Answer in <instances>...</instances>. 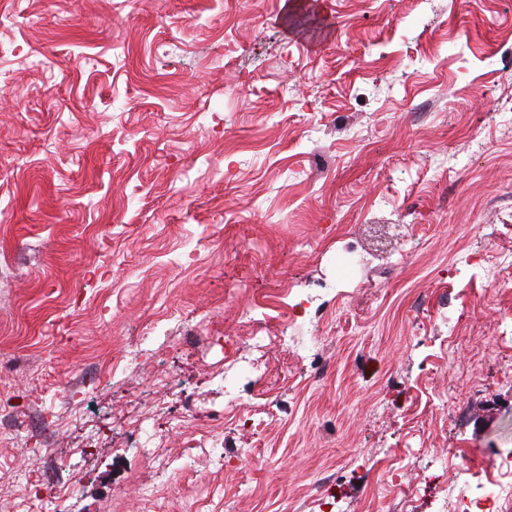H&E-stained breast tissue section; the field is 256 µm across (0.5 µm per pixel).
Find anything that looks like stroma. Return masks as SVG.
Returning a JSON list of instances; mask_svg holds the SVG:
<instances>
[{"instance_id": "35a3bbf8", "label": "stroma", "mask_w": 512, "mask_h": 512, "mask_svg": "<svg viewBox=\"0 0 512 512\" xmlns=\"http://www.w3.org/2000/svg\"><path fill=\"white\" fill-rule=\"evenodd\" d=\"M285 12L0 0L11 512H440L512 457V284L466 261L512 265V0ZM302 300L323 379L244 341Z\"/></svg>"}]
</instances>
